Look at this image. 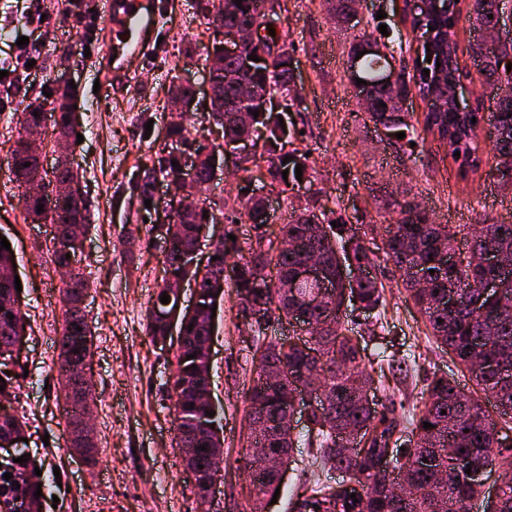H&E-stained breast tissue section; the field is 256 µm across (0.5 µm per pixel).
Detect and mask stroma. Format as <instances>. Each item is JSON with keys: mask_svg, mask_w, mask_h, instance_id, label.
Returning <instances> with one entry per match:
<instances>
[{"mask_svg": "<svg viewBox=\"0 0 512 512\" xmlns=\"http://www.w3.org/2000/svg\"><path fill=\"white\" fill-rule=\"evenodd\" d=\"M33 3L51 16L43 48L36 53L25 44L13 57L0 60V97L10 104L9 111H0V235L12 240L27 313L19 363L38 375L40 383L33 389L20 381L6 407L28 418L27 446L44 471L60 473V484L45 497L43 512H198L193 476L173 443L167 391L173 354L145 331L146 308L163 277L162 243L141 224L131 182L173 120L167 103L172 77L207 91L202 54L213 27L204 0H168L166 34L156 47V62L133 65L126 82L117 86L84 54L82 26L92 0H0V30L8 29L14 40L30 35L20 17ZM274 22L286 33L296 62L294 145L309 153L311 170L309 181L287 195L270 196L272 221L265 236L275 239L292 211L307 208L333 212L363 232L365 246L377 255L372 272L384 286L386 321L378 336L361 337L364 363L373 368L383 355L411 357L408 370L388 374L386 390L375 393L378 410L389 412L406 433L410 411L434 376L455 375L468 392L476 386L428 335L421 313L405 296L399 272L380 256L392 205L414 199L442 224H507L512 222V192L487 176L493 163L488 150L480 152L483 174L465 182L443 143L430 138L401 149L383 136L357 104L347 79L346 62L359 30L336 21L328 0H284ZM66 47L71 55L64 63L60 57ZM34 54L40 68L25 74L24 65ZM63 75L76 85L81 112L75 129L84 137L74 145L70 160L94 203L91 228L77 254L90 284L84 310L95 331L90 414L99 463L93 468L67 446L56 403L54 363L63 309L61 279L51 261L53 227L26 221L22 189L10 169L22 108L44 91H56ZM268 157L267 144H259L248 173L228 170L205 190L207 202L224 210L225 233L243 248L258 235L252 225L239 221L241 200L233 185L247 174L264 175ZM253 343L233 288L225 286L210 366L224 440V481L213 500L214 512H240V503L252 491L239 461L248 451L244 395L253 376Z\"/></svg>", "mask_w": 512, "mask_h": 512, "instance_id": "1", "label": "stroma"}]
</instances>
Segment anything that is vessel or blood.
I'll use <instances>...</instances> for the list:
<instances>
[{
	"label": "vessel or blood",
	"mask_w": 512,
	"mask_h": 512,
	"mask_svg": "<svg viewBox=\"0 0 512 512\" xmlns=\"http://www.w3.org/2000/svg\"><path fill=\"white\" fill-rule=\"evenodd\" d=\"M101 26L92 56L115 80L128 74L131 60L149 59L162 33V0H95Z\"/></svg>",
	"instance_id": "1"
}]
</instances>
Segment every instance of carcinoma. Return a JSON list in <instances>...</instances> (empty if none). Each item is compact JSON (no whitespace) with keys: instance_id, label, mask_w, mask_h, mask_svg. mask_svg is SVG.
<instances>
[{"instance_id":"1","label":"carcinoma","mask_w":512,"mask_h":512,"mask_svg":"<svg viewBox=\"0 0 512 512\" xmlns=\"http://www.w3.org/2000/svg\"><path fill=\"white\" fill-rule=\"evenodd\" d=\"M229 0H207L210 20L222 22L226 26L261 24L258 12L259 0H242L241 5ZM493 13V0H474L473 7L467 10V20L474 31L495 25L496 19L488 18ZM287 41L283 33L270 35L268 30L258 35L254 50L271 54L274 47ZM396 47L399 55L410 52L412 44L409 35L397 29L388 41L383 42L374 34L364 31L356 39L351 55L363 53L359 58L356 76L371 84V93L362 108L376 125H382L396 138V133H405L406 144L418 142L421 133L432 135L439 141L446 137H457L460 156H452L458 163L460 175L478 174L482 159L479 155V123L470 119L476 117L472 111L463 116L447 107L443 112L432 110L427 104L431 92L423 84L415 89L416 95L425 103L422 121L402 111V97L408 94L411 79H403L400 88L388 89L377 84L386 57L382 48ZM471 59L478 70L483 72L487 84L499 88L502 84L512 85V70H507L505 58L512 57V40L500 45L494 51L487 48L481 39L470 44ZM288 57L280 54L268 64L257 66L253 77L269 84L275 92L286 97L297 93L290 85L288 67L284 63ZM468 76L467 66L454 58L448 83L438 88L436 97H447L448 85L460 84ZM236 71L232 64L225 65L224 81L217 94L214 112L224 114L225 132L236 134L239 129L230 123L229 113L224 107L232 105L241 110L245 105L236 102L234 84ZM75 93L70 88L60 90L51 105L57 111L53 126L54 144L60 137L71 139L74 127L68 119L69 102ZM257 136L266 139L270 153L276 154L277 165L271 176L282 185L280 192H287L289 184L298 183L296 165H301L302 174L308 173V157L297 149L283 152V140L291 139V129L285 128L272 119V114H259L253 118ZM172 137L184 139L194 145L197 154L203 156L198 177L206 180L212 160L224 161L219 147L209 146L196 137L187 134L186 128L172 125L168 129ZM495 160L492 172L497 183L505 190H512V98L497 99L492 113L491 131L488 135ZM291 161L283 163L285 157ZM11 169L17 180L41 182L47 172L40 159L32 155L25 140L17 142L11 152ZM288 171L283 175L282 171ZM177 168L172 165V157L164 155L163 149L155 151L150 165L143 169V178L133 182L131 189L140 201L142 216L148 218L149 230H155L152 209L145 207L144 200L152 198V187L158 178L175 175ZM79 179L68 155H58L52 171L54 187H65ZM26 218L34 223L49 222L54 225L53 241L60 244L52 251V262L58 268L70 264L63 248L72 227L79 224L88 228L91 201L60 198L56 191L40 197H22ZM43 205V211L37 206ZM395 216L387 227L383 239V254L386 260L401 272L402 286L407 296L425 317L431 335L445 348L456 364L467 371L479 366V372L472 379L480 391L490 395L496 402L500 414L512 415V224H488L485 237H472L463 252L465 265L459 269L444 268L438 257L443 250H453L458 236L464 234L463 225L438 224L426 212L411 202L396 204ZM318 218V223H308V217ZM196 223L186 222L175 216L168 225L167 232L174 240L173 250L164 260V272L175 277L187 272L197 279L201 300L199 308L190 324L192 329H184L185 342L174 353L175 369L169 381V398L175 428L174 444L177 448H191L192 455L183 459L184 464L198 470L201 478L212 477L210 457L215 442L199 428V422L207 414V406L202 400V392L208 386V375L199 368L201 358L199 348L204 337L213 335L215 323L211 318L214 300L211 297V281L224 272V248L215 252L218 260L205 266L204 271L190 268L195 257L187 255L192 245ZM284 230L288 237L298 243V247L280 254L273 249H264L262 241L249 248L248 254L238 253L233 266L240 268L239 277L233 283L237 305L251 301L267 312L275 303H285L288 294V281L294 277L301 263L311 251H316L328 265L329 272L336 278L335 299L332 306H317L311 316L335 324V329L313 336L314 345L303 348L299 344L284 343L267 336V327L260 324L252 328L255 335V350L252 362L255 366L253 377L245 392L248 403L245 420L257 425L263 435L265 447L269 448L273 465L292 462L293 449L303 446L315 449L314 463L320 471L341 470L347 473L349 481L357 485L356 499L343 493L337 487L316 482L306 487L302 507L308 512H472L474 502L482 493L479 478L465 473L458 466L462 457L484 460L492 465L512 469V442L509 435L498 428V424L483 410L472 396L462 392L454 379L436 376L428 385L420 404L412 412L411 437L404 442L389 444L395 433L397 422L394 418L377 411L373 400L376 380L372 373L362 367V352L350 336L352 329L341 321L345 295L357 294L366 307L376 310L382 305L383 289L375 278L344 282L338 262V255H349L357 266H372L374 253L366 248L351 224L333 227L326 213L301 212L293 217ZM494 247L503 255L506 267L492 268L485 265L484 254L488 247ZM256 268H273L275 275L262 278V288L256 286ZM425 277L426 287L417 288L414 284L415 271ZM499 282L500 293L486 298L478 285L488 279ZM465 279L472 285L467 303L454 309L438 306L441 295L457 281ZM84 281L79 269H73L69 279L62 280L61 303L64 308L60 351L57 364L64 377L73 378L74 385L81 384L74 369L92 355L93 336L85 311L79 307L80 290ZM15 289V284L0 281V383L4 389L1 397H7L18 387L15 360L11 347L18 331L25 328L26 313L9 305L7 294ZM294 369L318 368L322 371L321 383L328 391L329 406L314 407L311 410V426L305 434H299L292 442L281 439L278 428L284 419L282 403L287 398V383L262 382L266 373H278L283 366ZM63 401V417L66 433L72 434V427L78 421L75 396L70 390L60 393ZM432 427L424 428V423ZM26 422L18 416L0 413V441L16 434L24 433ZM363 429L370 433L366 448L350 445L351 434ZM206 450L201 451L199 447ZM390 453V462L400 472L406 473L404 496L396 495L391 488L389 475L375 469V459ZM426 457L434 462L429 468L417 465ZM36 460L26 456V461L15 463L13 459H0V512H8L10 498L21 493L31 504L44 500L49 487L43 479L35 475ZM12 473L6 480L3 475ZM278 484L273 472L267 471L253 482L254 494L249 502L242 505V512H257L258 500L274 495ZM43 496L35 497L37 489ZM487 512H512V481L500 486L494 501L487 506Z\"/></svg>"}]
</instances>
